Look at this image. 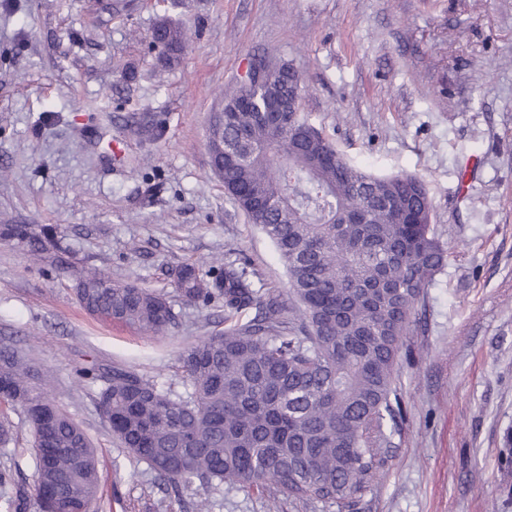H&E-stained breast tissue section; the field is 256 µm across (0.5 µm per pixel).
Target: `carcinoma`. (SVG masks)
I'll list each match as a JSON object with an SVG mask.
<instances>
[{
    "label": "carcinoma",
    "instance_id": "obj_1",
    "mask_svg": "<svg viewBox=\"0 0 512 512\" xmlns=\"http://www.w3.org/2000/svg\"><path fill=\"white\" fill-rule=\"evenodd\" d=\"M152 44L172 62L184 29L162 21ZM256 67L258 82L224 91L226 112L213 121L208 146L226 193L273 243L296 305L253 288L234 260L207 270L183 263L174 273L184 301L221 298L228 322L180 356L191 391L179 394L122 366L83 377L100 383L96 403L112 434L176 489L272 486L295 499L344 506L380 478L382 447L401 413L395 378L404 340L447 251L418 177L362 170L302 112L276 122L231 111L246 96H283L298 76L286 63ZM0 237L26 244L39 259L60 248L54 236L27 224H3ZM71 279L77 302L93 316L146 336H163L175 325L161 291L114 284L97 269L75 271ZM250 308L253 319L231 323ZM2 367L10 394L0 401V443L11 440L9 412L22 409L39 512L89 507L99 474L87 433L47 390L32 385L23 353L0 349Z\"/></svg>",
    "mask_w": 512,
    "mask_h": 512
}]
</instances>
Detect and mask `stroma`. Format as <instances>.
Listing matches in <instances>:
<instances>
[{
    "label": "stroma",
    "instance_id": "35a3bbf8",
    "mask_svg": "<svg viewBox=\"0 0 512 512\" xmlns=\"http://www.w3.org/2000/svg\"><path fill=\"white\" fill-rule=\"evenodd\" d=\"M188 41L166 67L160 18ZM290 64L301 110L361 168L427 185L447 262L424 291L396 380L383 476L346 507L221 485L174 488L117 445L77 370L121 364L185 392L181 353L222 331L172 269L238 260L288 292L271 241L211 168L224 89ZM54 228L30 261L0 237V346L22 349L99 452L92 512H512V0H0V225ZM164 290L163 337L100 321L61 263ZM0 445V512H38L27 419Z\"/></svg>",
    "mask_w": 512,
    "mask_h": 512
}]
</instances>
